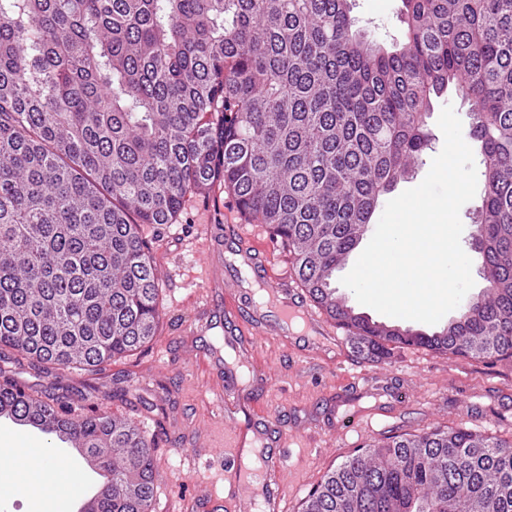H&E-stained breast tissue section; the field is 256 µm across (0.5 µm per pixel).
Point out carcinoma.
Here are the masks:
<instances>
[{"label":"carcinoma","instance_id":"1","mask_svg":"<svg viewBox=\"0 0 512 512\" xmlns=\"http://www.w3.org/2000/svg\"><path fill=\"white\" fill-rule=\"evenodd\" d=\"M402 3L388 51L356 32L349 0H0V350L67 372L149 343L159 274L141 227L219 184L359 351L512 358V0ZM450 86L471 94L481 144L486 295L441 332H403L337 301L332 280L429 149L425 115ZM2 415L103 472L82 512H152L156 438L135 420L1 374ZM301 512H512V440L390 436Z\"/></svg>","mask_w":512,"mask_h":512}]
</instances>
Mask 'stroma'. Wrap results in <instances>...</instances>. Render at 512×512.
I'll return each mask as SVG.
<instances>
[{
  "label": "stroma",
  "instance_id": "obj_1",
  "mask_svg": "<svg viewBox=\"0 0 512 512\" xmlns=\"http://www.w3.org/2000/svg\"><path fill=\"white\" fill-rule=\"evenodd\" d=\"M401 7V0H350L357 29L387 47L403 36ZM448 104L463 126L471 124V102L462 90L452 87L435 98L426 118L434 153L444 144L437 120ZM142 233L153 247L162 305L149 344L94 372H50L5 351L0 371L29 392L77 409L111 405L113 415L159 434L154 512H182L186 496L221 493L233 480L224 467L232 431L227 422L248 434L269 411L277 417L272 434L288 449L282 483L288 512H299L329 470L394 434L462 426L512 439V359L486 363L413 346L370 357L356 352L344 330L338 333L343 350L305 356L298 340L279 335L273 322L252 321L247 304L226 313L227 294L261 287L252 272L237 277L216 271L213 254L250 246L268 255L277 281L291 284L295 276L265 226L247 221L223 187L214 186L204 198L186 197L177 223L146 224ZM228 333L247 359V374L213 361ZM127 385L135 387L134 396H115ZM9 427L22 435L23 447L67 455L84 475L85 497L96 493L102 478L72 444L0 417V429ZM34 482L29 470L0 472V505L6 512H32Z\"/></svg>",
  "mask_w": 512,
  "mask_h": 512
}]
</instances>
